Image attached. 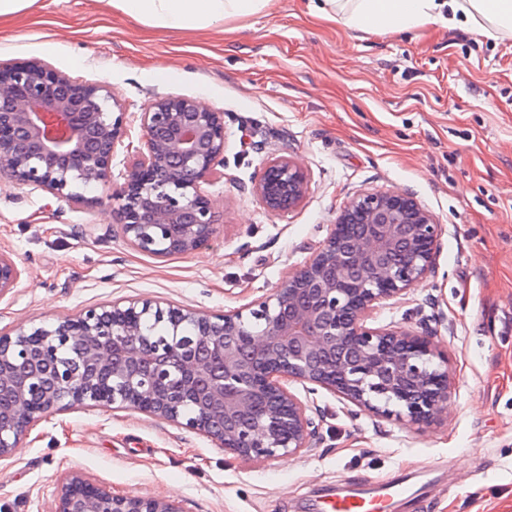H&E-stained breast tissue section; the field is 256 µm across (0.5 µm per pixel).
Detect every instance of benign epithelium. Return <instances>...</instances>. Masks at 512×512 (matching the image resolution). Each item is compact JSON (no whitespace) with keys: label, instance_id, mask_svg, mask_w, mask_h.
Returning <instances> with one entry per match:
<instances>
[{"label":"benign epithelium","instance_id":"1","mask_svg":"<svg viewBox=\"0 0 512 512\" xmlns=\"http://www.w3.org/2000/svg\"><path fill=\"white\" fill-rule=\"evenodd\" d=\"M109 94L38 62H0V172L8 182L83 207V189L107 190L132 248L156 257L208 248L218 224L204 186L224 156V113L190 97H162L140 113L145 151L112 186V156L125 113ZM309 173L298 160L270 159L250 193L279 215L298 209ZM441 225L408 193L350 201L312 258L274 293L244 309L208 315L148 300L90 307L47 326L0 336V458L39 417L68 407L112 404L185 426L246 462L299 456L319 425L291 391L317 385L408 428L443 419L453 388L448 351L428 333L372 326L383 304L433 269ZM0 253V296L18 284ZM192 336L164 352L146 348L145 319ZM76 359L62 370L59 348ZM190 406L188 414L183 407ZM54 512H179L164 497L114 494L77 472L60 479Z\"/></svg>","mask_w":512,"mask_h":512}]
</instances>
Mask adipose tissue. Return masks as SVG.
<instances>
[{
	"label": "adipose tissue",
	"mask_w": 512,
	"mask_h": 512,
	"mask_svg": "<svg viewBox=\"0 0 512 512\" xmlns=\"http://www.w3.org/2000/svg\"><path fill=\"white\" fill-rule=\"evenodd\" d=\"M138 24L168 31H223L226 22L257 15L271 0H106ZM308 12L362 34L395 36L427 23L512 37V0H307Z\"/></svg>",
	"instance_id": "ef3b65f1"
}]
</instances>
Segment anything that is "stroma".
Masks as SVG:
<instances>
[{
  "instance_id": "stroma-1",
  "label": "stroma",
  "mask_w": 512,
  "mask_h": 512,
  "mask_svg": "<svg viewBox=\"0 0 512 512\" xmlns=\"http://www.w3.org/2000/svg\"><path fill=\"white\" fill-rule=\"evenodd\" d=\"M160 59L171 77L155 73ZM1 61H37L111 95L127 117L114 182L143 148L139 114L156 98L222 112L225 143L206 187L217 233L189 255L131 248L102 189L97 204L75 208L0 184V251L21 272L0 297V335L130 299L204 314L246 307L309 261L351 199L410 192L442 226L435 271L374 321L430 329L454 390L441 423L416 429L294 385L317 412L320 442L286 465L245 462L132 409L48 413L0 459V512H53L73 470L180 512H310L316 499L398 473L424 486L394 512H512V38L432 23L358 35L309 15L303 0H272L222 33H174L135 25L102 0H37L0 22ZM279 156L311 178L284 216L246 191Z\"/></svg>"
}]
</instances>
